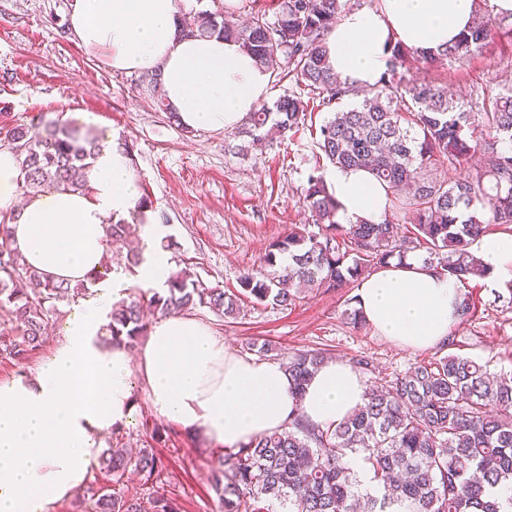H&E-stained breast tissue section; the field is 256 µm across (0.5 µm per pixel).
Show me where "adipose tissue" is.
<instances>
[{
	"label": "adipose tissue",
	"mask_w": 512,
	"mask_h": 512,
	"mask_svg": "<svg viewBox=\"0 0 512 512\" xmlns=\"http://www.w3.org/2000/svg\"><path fill=\"white\" fill-rule=\"evenodd\" d=\"M475 0H381L344 10L327 36L328 56L345 82L373 86L389 45L430 50L467 28ZM180 0H73L69 26L78 44L116 73L158 74L180 123L210 132L238 128L269 96L272 75L232 40L188 34ZM20 160L0 149V213L25 263L55 282L90 293L69 316L62 342L33 376L0 381V512H48L86 484L109 430L130 422L143 387L159 417L230 449L272 434L296 414L335 426L363 405L366 384L348 362L331 360L295 390L281 363L229 352L211 326L181 312L157 319L136 354L99 341L114 303L130 287H162L170 261L165 229L141 203L140 183L122 146L92 162L90 193L50 190L17 197ZM336 221L379 224L386 188L363 170L329 168ZM140 211L142 261L133 276L100 277L104 225ZM476 250L492 277L512 279V234L481 237ZM462 286L415 257L366 276L355 306L379 336L410 350L442 344L461 318Z\"/></svg>",
	"instance_id": "ef3b65f1"
}]
</instances>
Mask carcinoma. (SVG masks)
Returning a JSON list of instances; mask_svg holds the SVG:
<instances>
[{"mask_svg":"<svg viewBox=\"0 0 512 512\" xmlns=\"http://www.w3.org/2000/svg\"><path fill=\"white\" fill-rule=\"evenodd\" d=\"M472 27L433 52L396 41L377 85L360 89L339 81L325 45L343 0H280L274 20L241 26L200 12L189 32L217 34L241 44L273 74H285L317 93L330 117L320 126L317 148L336 168L369 171L391 189V208L411 215L407 224L336 222L337 204L316 166L304 202L318 231L297 228L269 244L257 268L244 273L234 291L208 288L187 269L170 273L151 302L162 315L195 306L235 318L243 304L286 309L299 287L324 291L359 281L390 260L420 252L423 261L463 284L485 278L471 250L495 226L512 232V87L469 112L448 96V86L420 78L423 70L447 69L496 42L512 46V14L494 13L478 0ZM142 91L167 111L158 78L146 75ZM363 96L344 109L343 101ZM302 96L261 106L236 131L241 152L270 146L307 121ZM5 139L20 158L22 186L86 193L87 172L99 141L68 123L16 125ZM454 169L459 176L443 177ZM131 219L104 225L107 245L124 238ZM288 255V263L279 258ZM88 287L52 282L27 266L10 247L0 222V306L10 307L21 333L0 341V355L21 362L43 347L45 319L58 303L84 296ZM108 345L134 347L146 335L136 300L114 304ZM331 355L326 348L299 350L284 367L300 389ZM367 384L365 405L333 428L322 430L294 418L281 431L211 459L210 485L224 512H512V374L494 376L477 361L448 354L414 363L392 378L376 374L365 356L352 359ZM356 457L371 475L375 492L360 488L348 464ZM114 486L128 472L151 486L148 496L88 487L92 512H179L165 487V466L146 448L112 447L99 457Z\"/></svg>","mask_w":512,"mask_h":512,"instance_id":"cac0c4a2","label":"carcinoma"}]
</instances>
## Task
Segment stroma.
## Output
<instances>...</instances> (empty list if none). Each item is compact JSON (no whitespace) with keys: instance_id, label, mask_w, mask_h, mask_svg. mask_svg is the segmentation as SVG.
<instances>
[{"instance_id":"1","label":"stroma","mask_w":512,"mask_h":512,"mask_svg":"<svg viewBox=\"0 0 512 512\" xmlns=\"http://www.w3.org/2000/svg\"><path fill=\"white\" fill-rule=\"evenodd\" d=\"M72 0H0V128L62 120L92 128L101 140L128 144L131 166L159 224L172 266L190 268L207 287L237 289L258 266L270 243L291 228L310 223L303 202L307 178L317 162L315 142L328 118L314 110L311 126L287 140L241 156L229 152L232 132L185 131L138 90L137 75L108 70L68 32ZM279 0H194L193 12L233 15L235 21L273 19ZM512 80V47L489 46L465 63L449 62L451 92L470 97L490 79ZM473 309L463 317L449 349L411 351L387 342L371 328H354L344 312L354 291L303 293L295 307H249L238 318L209 308L193 315L210 323L229 349L247 354L251 343H270L276 354L330 346L334 357H369L392 377L416 362L445 353L470 357L494 374L512 372V286L501 280L470 281L463 290ZM74 302L50 314L41 353L17 362L0 357V379L34 373L45 353L61 341ZM162 439H155V430ZM115 448H150L168 473V489L180 512H224L210 487V454L195 434L157 417L144 392H137L129 425L103 439Z\"/></svg>"}]
</instances>
